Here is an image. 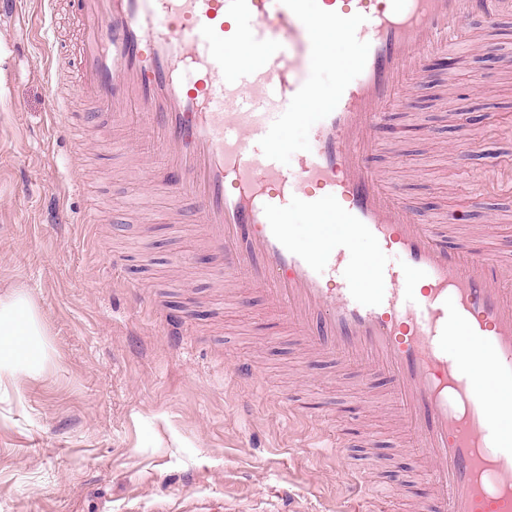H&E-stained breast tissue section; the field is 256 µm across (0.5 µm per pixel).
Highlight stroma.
<instances>
[{"mask_svg":"<svg viewBox=\"0 0 512 512\" xmlns=\"http://www.w3.org/2000/svg\"><path fill=\"white\" fill-rule=\"evenodd\" d=\"M470 31L450 70L405 77L385 122L395 147L371 165L418 223L512 272V190L475 187L512 171V13ZM77 38L47 0H0V297L28 300L46 351L36 371L0 375V512H343L366 457L381 464L382 512H406L427 466L399 407L369 403L386 379L360 396L357 363L303 357L261 290L214 282L196 202L146 179L162 168L152 140L130 126L137 158L111 150L107 117L58 68ZM55 101L83 135L61 128ZM96 206L100 223H83ZM243 358L256 382L226 375ZM293 389L305 399L286 404Z\"/></svg>","mask_w":512,"mask_h":512,"instance_id":"obj_1","label":"stroma"}]
</instances>
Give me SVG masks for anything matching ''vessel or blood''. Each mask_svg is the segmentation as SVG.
<instances>
[{
    "instance_id": "obj_1",
    "label": "vessel or blood",
    "mask_w": 512,
    "mask_h": 512,
    "mask_svg": "<svg viewBox=\"0 0 512 512\" xmlns=\"http://www.w3.org/2000/svg\"><path fill=\"white\" fill-rule=\"evenodd\" d=\"M72 0L73 65L98 112L139 123L180 178L222 263L216 274L259 286L283 333L315 353L386 374L429 468L414 512H512V289L502 268L420 224L369 166L404 72L464 44L469 22L494 23L512 0ZM325 30L349 54L312 112ZM252 62L229 67L227 42ZM312 122L296 167L281 163L290 126ZM305 209L315 246H296L290 213ZM376 241L398 266L362 265ZM372 287H358L361 276Z\"/></svg>"
}]
</instances>
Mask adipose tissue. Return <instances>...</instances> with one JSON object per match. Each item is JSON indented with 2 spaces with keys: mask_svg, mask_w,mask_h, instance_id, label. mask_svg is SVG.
Masks as SVG:
<instances>
[{
  "mask_svg": "<svg viewBox=\"0 0 512 512\" xmlns=\"http://www.w3.org/2000/svg\"><path fill=\"white\" fill-rule=\"evenodd\" d=\"M38 336L37 323L25 298L0 300V365L7 363L13 370L23 371L39 364L43 349Z\"/></svg>",
  "mask_w": 512,
  "mask_h": 512,
  "instance_id": "1",
  "label": "adipose tissue"
}]
</instances>
